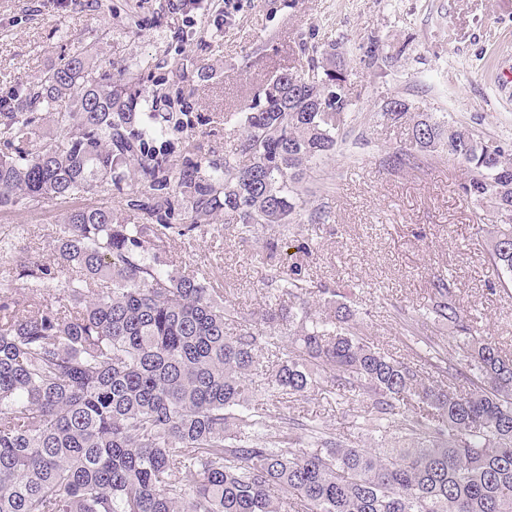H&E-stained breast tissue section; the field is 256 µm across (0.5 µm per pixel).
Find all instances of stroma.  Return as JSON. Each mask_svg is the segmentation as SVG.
I'll return each instance as SVG.
<instances>
[{
  "mask_svg": "<svg viewBox=\"0 0 512 512\" xmlns=\"http://www.w3.org/2000/svg\"><path fill=\"white\" fill-rule=\"evenodd\" d=\"M373 46L385 59L378 67L366 57ZM79 49L94 52L99 71L129 80L148 109L190 114L191 126L171 137L177 167L189 143L211 158L233 151L239 134L225 113L251 104L281 71L304 72L337 50L352 122L341 149L315 168L308 203L329 211L328 223L297 234L260 227L246 239L216 223L192 244L166 240L156 260L207 266L225 303L245 313L272 302L270 268L302 266L312 287H355L353 307L375 347L401 359L434 342L453 361L449 330L421 322L411 349L402 319L424 313L430 277L448 273L481 333L512 355V289L497 285L488 240L474 229L478 208L458 190L462 168L444 158L388 168L387 155L408 147V128L376 117L399 96L486 143H512V0H0V97ZM64 211L49 202L0 213V271L14 279L23 264L48 260ZM364 404L315 391L295 408L348 433Z\"/></svg>",
  "mask_w": 512,
  "mask_h": 512,
  "instance_id": "stroma-1",
  "label": "stroma"
}]
</instances>
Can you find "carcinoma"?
<instances>
[{"mask_svg": "<svg viewBox=\"0 0 512 512\" xmlns=\"http://www.w3.org/2000/svg\"><path fill=\"white\" fill-rule=\"evenodd\" d=\"M337 58L275 76L237 117L235 151L189 145L177 171L167 137L183 119L141 108L84 51L0 105V212L120 193L115 208L65 211L53 261L20 273L27 291L0 281V512H512V358L457 303L453 276L429 281L426 318L461 339L460 365L438 349L428 361L451 377L440 385L364 339L345 289H318L331 312L312 316L297 265L267 274L277 303L247 318L208 274L148 260L155 242L190 241L218 215L239 235L301 226L306 172L351 118ZM377 117L411 130L388 167H464L488 260L512 278V147L398 96ZM315 390L365 394L358 433L395 437L369 451L288 417Z\"/></svg>", "mask_w": 512, "mask_h": 512, "instance_id": "1", "label": "carcinoma"}]
</instances>
